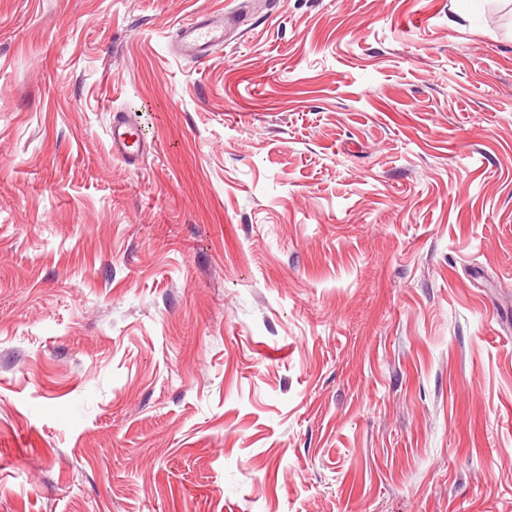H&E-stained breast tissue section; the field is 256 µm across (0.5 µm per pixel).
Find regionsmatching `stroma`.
Listing matches in <instances>:
<instances>
[{
    "instance_id": "obj_1",
    "label": "stroma",
    "mask_w": 512,
    "mask_h": 512,
    "mask_svg": "<svg viewBox=\"0 0 512 512\" xmlns=\"http://www.w3.org/2000/svg\"><path fill=\"white\" fill-rule=\"evenodd\" d=\"M0 512H512V0H0ZM237 22L234 12H224L195 17L182 23L176 41L177 56L196 62L206 61L212 47L224 43V37ZM109 138L112 155L128 162L135 163L145 147L138 125L122 117L113 120Z\"/></svg>"
}]
</instances>
